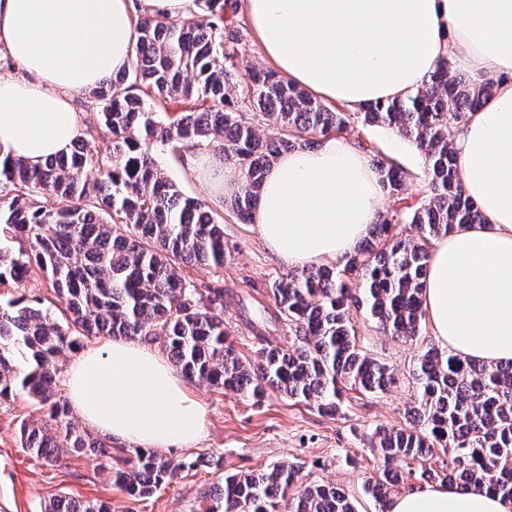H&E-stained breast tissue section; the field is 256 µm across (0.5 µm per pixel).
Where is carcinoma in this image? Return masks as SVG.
Here are the masks:
<instances>
[{"label": "carcinoma", "instance_id": "obj_1", "mask_svg": "<svg viewBox=\"0 0 512 512\" xmlns=\"http://www.w3.org/2000/svg\"><path fill=\"white\" fill-rule=\"evenodd\" d=\"M200 13L178 25L138 17L132 71L90 92L98 112L86 151L37 165L0 155V403L20 394L45 406L48 419L20 425L21 447L52 464L90 453L112 468V438L81 431L58 395V358L84 337L159 344L190 381H205L254 398L273 388L325 413L338 411L348 391L384 393L393 370L362 346L351 317L362 306L385 333L419 341L425 312L422 280L434 241L483 215L463 187L454 130L491 95L497 80L479 85L451 74L442 58L406 98L335 112L275 72L235 70L246 28L240 0H197ZM180 109L170 117L169 108ZM273 119L264 139L252 117ZM383 124L411 139L424 156L428 192L411 206L381 213L371 237L337 264L275 281V309L266 322L285 323L291 348L272 345L252 320L254 364L227 343L224 289L186 278L183 269L224 267V213L181 192L160 172L155 152L173 142L214 149L234 162L238 192L225 207L242 223L253 219L264 174L306 135L345 130L352 117ZM384 190L397 196L407 172L376 160ZM51 282L52 296L24 294L31 274ZM414 426L378 429L374 447L382 474L367 493L385 507L397 484L393 465L418 464L425 482L439 479L512 499V365L466 362L424 346L413 371ZM114 482L133 498L172 484L194 460L175 461L134 449L119 458ZM299 468L276 463L228 476L203 497V512H354L345 494L310 485L286 498ZM46 512H112L97 500H53Z\"/></svg>", "mask_w": 512, "mask_h": 512}]
</instances>
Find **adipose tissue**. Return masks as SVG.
<instances>
[{"label": "adipose tissue", "mask_w": 512, "mask_h": 512, "mask_svg": "<svg viewBox=\"0 0 512 512\" xmlns=\"http://www.w3.org/2000/svg\"><path fill=\"white\" fill-rule=\"evenodd\" d=\"M264 54L288 82L360 107L405 97L440 58L499 83L456 131L460 177L485 220L435 241L423 281L425 320L461 358L512 362V0H241ZM196 0H0V152L33 163L83 137L77 96L130 68L140 16L189 18ZM191 171L216 205L240 180L219 155ZM383 196L347 139L281 155L266 171L254 222L267 250L295 268L353 253ZM73 408L99 433L149 450L195 443L206 411L153 346H88L65 378ZM389 512H512V500L430 484Z\"/></svg>", "instance_id": "adipose-tissue-1"}]
</instances>
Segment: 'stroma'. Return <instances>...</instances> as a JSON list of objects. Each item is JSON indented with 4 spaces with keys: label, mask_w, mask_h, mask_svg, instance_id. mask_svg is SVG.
I'll return each mask as SVG.
<instances>
[{
    "label": "stroma",
    "mask_w": 512,
    "mask_h": 512,
    "mask_svg": "<svg viewBox=\"0 0 512 512\" xmlns=\"http://www.w3.org/2000/svg\"><path fill=\"white\" fill-rule=\"evenodd\" d=\"M346 138L367 154L379 155L407 173L402 196L413 204L428 189L424 157L413 141L385 126H366L354 121ZM191 153L165 149L156 159L161 172L188 196L206 200L207 194L189 171ZM184 273L195 281H219L232 301L224 307V325L243 362L254 357V338L246 326L259 304H271L266 294L272 281L288 277L292 269L264 247L255 224L240 223L232 212L224 214V266L188 267ZM263 301H255V293ZM353 318L368 353L388 364L397 382L388 392L363 395L350 392L336 415L267 390L261 400L243 397L229 389H216L203 382L189 383L191 396L206 409L203 436L191 446L166 449L168 457L196 460L195 468L183 472L171 486L138 500L112 482L99 459L70 455L49 465L21 448L17 429L21 420L40 421L45 410L20 396L0 404V512H45L53 499H99L111 503L112 512H193L197 499L222 486L226 476L261 469L278 462L297 464L296 487L330 484L342 491L356 512H379L365 492L375 475L378 452L371 437L377 427H409L414 384L412 369L421 343L435 345L430 331L420 342L382 333L365 310Z\"/></svg>",
    "instance_id": "obj_1"
}]
</instances>
